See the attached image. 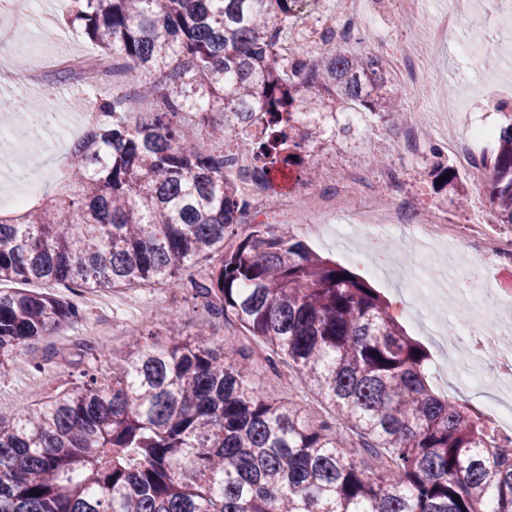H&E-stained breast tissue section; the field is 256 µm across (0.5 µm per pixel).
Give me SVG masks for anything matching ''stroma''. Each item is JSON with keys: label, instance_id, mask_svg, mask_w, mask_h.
Returning a JSON list of instances; mask_svg holds the SVG:
<instances>
[{"label": "stroma", "instance_id": "stroma-1", "mask_svg": "<svg viewBox=\"0 0 512 512\" xmlns=\"http://www.w3.org/2000/svg\"><path fill=\"white\" fill-rule=\"evenodd\" d=\"M485 2L469 0L467 17L460 20L446 41L437 45L433 44L426 25L405 32L399 9L387 6L376 16V30L351 38L349 46L383 57L391 73L396 74L402 66L397 47L404 36H412L420 50L416 63L428 74V84L419 95L421 113L431 115L451 99L456 103L460 130L477 127L497 131L512 123V94L501 90L503 83L512 81V42L500 41L496 30L486 29V42L497 47L495 60L478 67L471 64L463 46L470 36L471 16L480 14ZM67 10L68 0H41L30 16L12 22L13 45L9 51L0 53V96L21 103L52 94L55 111L63 113L70 127L77 128L83 113L95 109L92 92L75 86L59 90L51 83L30 88L13 80L15 71L34 68L44 55L64 59L75 54H95V45L85 39L79 29L68 25ZM0 134L26 136L30 149V158L24 164L8 156L0 158V188L20 192L30 202L42 203L52 198L57 191V176L73 143L72 136L45 128L44 119L37 112L28 113L24 125L1 126ZM307 154L309 160L322 167L349 170L371 189L379 186L377 160L385 158L387 168L393 172L391 196L396 205L423 213L443 212L452 224L468 223L473 201L484 204L489 201L487 194H476L465 174H458L451 184L436 177L432 172L434 163L450 164L448 154L435 145L425 154L415 153L405 140L404 126L393 124L388 118L367 115L364 126L311 145ZM299 236L314 251L366 280L390 302L392 313L408 334L430 353L437 390L467 399L480 410L492 404L497 382L493 367L484 370L486 384L482 390L457 388L451 384L450 363L425 329L418 304L410 301L405 293L401 268L384 275L374 274L369 272L367 261L351 259L328 235L303 229ZM56 292L83 304L85 316L52 338L37 342L23 353V367L0 377L2 419L18 418L38 395L53 394L72 386L88 363L108 370L105 358H90L89 349L103 343L123 347L128 336L139 330L165 331V318L169 315L177 318L181 331L187 333L201 316L200 310L188 300L186 291L173 286L158 290L150 287L105 289L83 294L60 286ZM30 359L43 363V372L30 371L26 365Z\"/></svg>", "mask_w": 512, "mask_h": 512}]
</instances>
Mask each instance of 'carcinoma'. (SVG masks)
I'll return each mask as SVG.
<instances>
[{
    "mask_svg": "<svg viewBox=\"0 0 512 512\" xmlns=\"http://www.w3.org/2000/svg\"><path fill=\"white\" fill-rule=\"evenodd\" d=\"M322 0H69L67 21L140 103L96 100L102 118L71 151L50 201L0 212V375L31 340L83 308L51 291L175 284L209 323L165 342L106 349L110 372L0 419V512H512V437L430 384L429 355L376 289L284 224L257 220L249 179L307 169L303 149L336 112L396 111L373 53L320 59L281 45ZM241 132L210 122L212 112ZM203 122L199 141L185 120ZM228 143L254 157L228 171ZM483 187L512 224V124ZM209 259L197 268L196 259ZM295 372L333 411L313 420L251 381ZM363 449L379 462L365 473Z\"/></svg>",
    "mask_w": 512,
    "mask_h": 512,
    "instance_id": "1",
    "label": "carcinoma"
}]
</instances>
